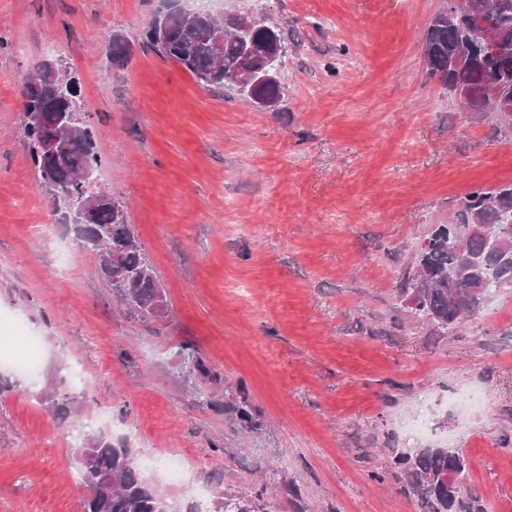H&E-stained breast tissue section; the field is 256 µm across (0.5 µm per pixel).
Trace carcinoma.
I'll return each mask as SVG.
<instances>
[{
    "mask_svg": "<svg viewBox=\"0 0 512 512\" xmlns=\"http://www.w3.org/2000/svg\"><path fill=\"white\" fill-rule=\"evenodd\" d=\"M492 34L490 41L469 48L473 30ZM146 44L160 56L182 66L203 88H222L250 100L259 97L278 104L280 79L267 80L256 88L245 85L242 75L261 66L271 45L279 47L272 66L280 70L286 55L283 30L265 14L256 13L246 36H224L217 46L216 27L208 17L192 21L172 11L153 18L147 26ZM108 51L112 65L120 68L133 52L123 35H111ZM423 54L429 73L453 95L461 88L480 86L488 80L512 84V0H464L439 10L430 19L423 40ZM25 99L24 137L39 179L50 175L60 204L83 193L79 175L97 168L100 155L89 124L70 141L62 155L45 149V138L65 111L84 113L74 79L66 86L41 76L22 82ZM37 113L41 122L30 115ZM99 198L85 217V224L73 228L82 249L99 253L98 240L108 241L110 251L100 258V274L107 281H120L127 288V304L151 317H162L158 307L166 303L164 292L143 249L127 224L122 203L111 193L97 191ZM512 203V182L478 186L468 192L446 224H439L417 250L416 271L400 288L401 297L420 294L413 316L433 330L447 334L459 329L464 320L479 314L499 288H512V251H494L483 235L458 234L470 224H482L512 240V224L506 223L502 208ZM72 398L59 393L49 413L65 418L72 413ZM80 475L88 487L83 512H200L189 505L172 506L160 491L141 478L131 450L115 443L103 432L85 434L76 444ZM419 498L425 512H456L461 486L445 482L454 471L464 481L466 462L457 448H408L395 457ZM209 512H253L240 498L219 496Z\"/></svg>",
    "mask_w": 512,
    "mask_h": 512,
    "instance_id": "carcinoma-1",
    "label": "carcinoma"
}]
</instances>
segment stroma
I'll use <instances>...</instances> for the list:
<instances>
[{
  "instance_id": "obj_1",
  "label": "stroma",
  "mask_w": 512,
  "mask_h": 512,
  "mask_svg": "<svg viewBox=\"0 0 512 512\" xmlns=\"http://www.w3.org/2000/svg\"><path fill=\"white\" fill-rule=\"evenodd\" d=\"M172 3L0 0V512H81L50 386L134 457L188 451L195 483L277 512H422L393 459L426 445L463 451L461 512H512V290L447 336L398 295L464 194L512 181V125L424 64L443 0H252L287 45L271 109L140 47ZM54 45L164 317L117 297L34 171L21 85ZM19 331L36 375L8 361ZM108 51L112 67L120 68L133 52L132 43L123 35L113 33L108 44Z\"/></svg>"
}]
</instances>
